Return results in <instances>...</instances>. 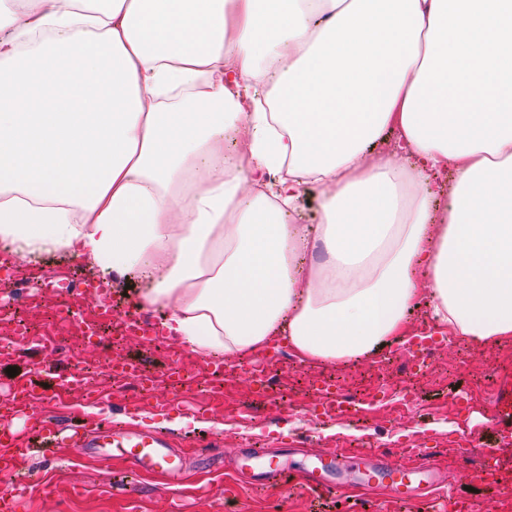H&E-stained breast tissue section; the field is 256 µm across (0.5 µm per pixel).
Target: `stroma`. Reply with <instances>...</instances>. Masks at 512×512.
Masks as SVG:
<instances>
[{
	"label": "stroma",
	"mask_w": 512,
	"mask_h": 512,
	"mask_svg": "<svg viewBox=\"0 0 512 512\" xmlns=\"http://www.w3.org/2000/svg\"><path fill=\"white\" fill-rule=\"evenodd\" d=\"M94 277L83 260L70 255H44L15 265L9 288L18 300L17 314L50 340L40 344L38 351L24 347L13 358H0V402L11 399L16 378L33 379L37 390H50L54 387L51 370L77 361L87 367L94 388L111 395L112 412H120L127 401L136 398L135 385L114 384L108 375L109 354L104 346L67 338L63 325L52 318L54 307L62 304L78 306L85 315H92L95 297L76 291L63 295L58 288ZM409 326L415 335L429 328L438 339L437 356L431 369L411 384L416 393L414 406L396 414L371 396L384 383L404 380L408 362L403 358L392 365L380 355L336 367H312L301 364L287 345H280L281 357L272 374L274 389L284 402L271 412L254 395L252 373L243 369L241 359L228 360L232 375L222 397L215 401L197 382L206 373V361L177 339L120 340L118 353L146 370L161 373L177 364L195 376L194 381L175 386L160 382L155 395L165 406L144 419L145 424L166 431L174 447L186 453L184 480L172 485L162 473L136 474L128 462L82 455L73 448H56L48 454L36 449L21 465L22 472L35 480L25 512H393L385 482L360 486L353 468L337 476L346 487L340 499L309 491L296 482L257 485L238 466L243 432L260 445L287 438V464L297 471L309 468L329 449L352 444L384 449L389 463L396 466L403 463L402 450L407 444L432 449L435 462L447 475V485L422 489L406 512H436L450 491L478 501L500 500L497 486L472 483L467 476L481 468L489 449L495 450L500 469L512 470V432L497 430L493 423L498 375L512 371V339L487 344L460 336L439 340L424 302L410 314ZM63 337L68 340L64 352L55 345ZM11 367L16 368V376L8 375ZM323 376L337 377L348 395L366 397L365 427L356 428L342 417L321 416L323 401L313 384ZM459 391L469 400L464 412L455 399ZM196 412L201 415L197 424L172 428L176 414ZM202 434L219 440L218 449L193 447V440Z\"/></svg>",
	"instance_id": "1"
}]
</instances>
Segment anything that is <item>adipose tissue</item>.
<instances>
[{
    "label": "adipose tissue",
    "mask_w": 512,
    "mask_h": 512,
    "mask_svg": "<svg viewBox=\"0 0 512 512\" xmlns=\"http://www.w3.org/2000/svg\"><path fill=\"white\" fill-rule=\"evenodd\" d=\"M0 248L202 358L511 339L512 0H0ZM127 285H130V289H126ZM138 288L139 286L136 280L132 278L117 283L115 287L112 286V291L110 292V294L112 295V301H117L118 305L120 306V309H116L115 318H118L123 314V307L126 304L130 303L131 305H135L137 299L136 290Z\"/></svg>",
    "instance_id": "1"
}]
</instances>
